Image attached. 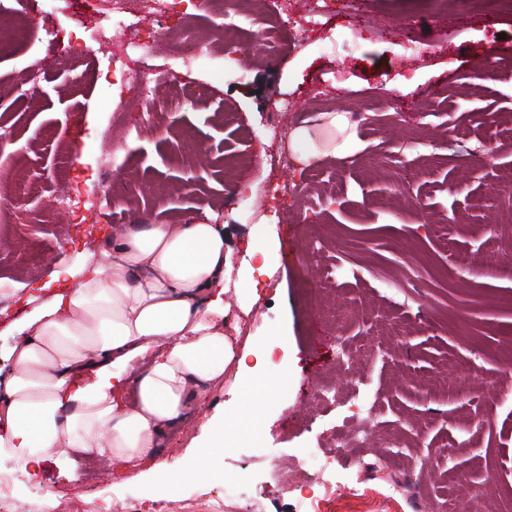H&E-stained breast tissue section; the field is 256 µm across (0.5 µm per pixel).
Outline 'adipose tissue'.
<instances>
[{
  "label": "adipose tissue",
  "mask_w": 512,
  "mask_h": 512,
  "mask_svg": "<svg viewBox=\"0 0 512 512\" xmlns=\"http://www.w3.org/2000/svg\"><path fill=\"white\" fill-rule=\"evenodd\" d=\"M223 226L137 219L97 258L55 274L0 370V454L24 464L95 454L119 469L163 457L166 437L229 368L257 376L269 351L240 355L224 305ZM255 367H248L247 358Z\"/></svg>",
  "instance_id": "adipose-tissue-1"
}]
</instances>
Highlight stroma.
I'll list each match as a JSON object with an SVG mask.
<instances>
[{
	"label": "stroma",
	"instance_id": "obj_1",
	"mask_svg": "<svg viewBox=\"0 0 512 512\" xmlns=\"http://www.w3.org/2000/svg\"><path fill=\"white\" fill-rule=\"evenodd\" d=\"M282 4L261 0L276 36L244 30L234 59L219 54L189 70L181 55L144 54L141 66L175 74L179 89L132 102L120 127L107 50L70 54L86 26L110 43L126 40L106 0H0V30L25 34L0 51V286L13 288L0 298V368L30 310L18 285L78 269L135 212L223 225L229 315L273 352L249 384L227 371L170 431L164 454L187 473L174 490L148 472L115 483L88 456L74 473L55 456L33 473L0 455V470L13 476V512H171L181 500L199 512L218 501L222 512H312L328 491L335 512H402L377 493L390 479L386 463L365 483L362 458L330 452L322 486L300 466L336 424L335 409L313 408L309 391L353 381L382 404L379 428L431 503L449 493L453 512H512V365L503 360L512 348V206L501 203L512 193V7L489 13L439 0L427 12L408 0H335L322 54L286 22ZM411 41L421 50L413 59L404 55ZM286 100L298 104L292 128L356 115L358 145L344 159L312 162L320 178L302 208L267 223V182L302 176L278 165L271 138ZM76 144L84 162L74 167ZM241 153L250 162L248 210L229 189ZM107 170L118 190L106 196ZM128 185L146 189L132 208ZM64 189L82 223L60 217ZM315 245L319 268L309 273ZM264 260L265 292L242 311L249 270ZM305 276L321 280L320 290L302 291ZM392 277L401 287H389ZM321 311L356 354L351 376L315 355ZM233 412L261 429L265 451L228 441L202 454L214 423ZM228 484L239 500L225 499Z\"/></svg>",
	"mask_w": 512,
	"mask_h": 512
}]
</instances>
